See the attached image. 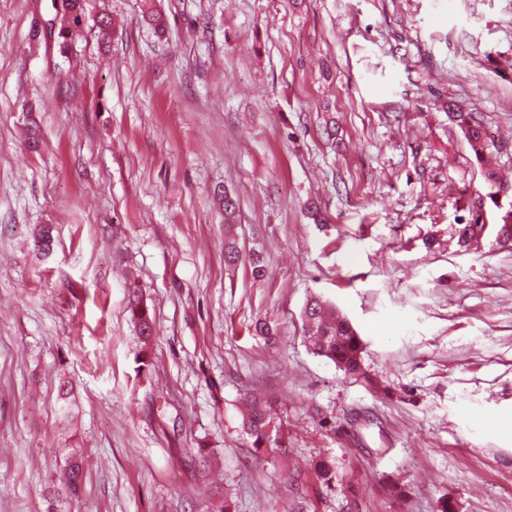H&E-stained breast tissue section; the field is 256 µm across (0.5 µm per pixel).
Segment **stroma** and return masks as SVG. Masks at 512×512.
Returning <instances> with one entry per match:
<instances>
[{"instance_id": "stroma-1", "label": "stroma", "mask_w": 512, "mask_h": 512, "mask_svg": "<svg viewBox=\"0 0 512 512\" xmlns=\"http://www.w3.org/2000/svg\"><path fill=\"white\" fill-rule=\"evenodd\" d=\"M83 8L63 44L61 0H0V512H512V244L489 209L459 246L485 184L443 109L476 112L512 175V0ZM220 188L261 278L224 261ZM312 295L358 332L362 378L309 349ZM254 393L278 424L261 451ZM128 311L132 320L136 323L141 341L140 350L136 355V377L141 381L147 379L152 363L149 359L150 341L153 336V319L150 314L148 305L146 304L138 282H130L127 289ZM242 430L252 440L254 448H266L277 432L268 401L254 397L248 399L247 412L242 416ZM63 478L66 493L71 497L78 496L81 492L84 480L83 465L79 456L73 455L70 457Z\"/></svg>"}]
</instances>
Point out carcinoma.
Listing matches in <instances>:
<instances>
[{
    "mask_svg": "<svg viewBox=\"0 0 512 512\" xmlns=\"http://www.w3.org/2000/svg\"><path fill=\"white\" fill-rule=\"evenodd\" d=\"M62 6L71 18L70 26L61 31V37L67 39L80 25L83 0H62ZM448 117L462 130L483 172L486 192L478 195L479 203L482 204L487 199L497 208L498 236L505 241H512V185L501 180L498 175L495 154L491 150L481 122L474 113L451 103L448 104ZM220 201L224 208L226 224L224 260L230 264H237L242 260L233 236L237 201L226 191L221 192ZM478 227L480 208L474 205L471 209V219L458 229L459 243H470L477 235ZM127 296V308L138 327L141 341L140 350L136 355V377L144 380L148 378L151 366L149 348L153 336V319L138 282L129 283ZM302 317L303 334L310 341L314 354L332 361L346 375L358 376L362 373L363 342L352 324L336 310L335 306L319 296H312L307 299ZM242 430L252 440L253 447H267L272 441L273 432L277 431L268 401L257 397L248 400L247 412L242 416ZM63 478L66 493L71 497L78 496L84 480L83 465L79 456L70 457Z\"/></svg>",
    "mask_w": 512,
    "mask_h": 512,
    "instance_id": "carcinoma-1",
    "label": "carcinoma"
}]
</instances>
